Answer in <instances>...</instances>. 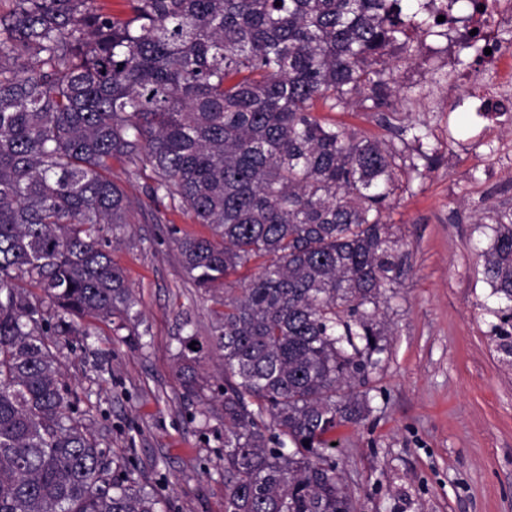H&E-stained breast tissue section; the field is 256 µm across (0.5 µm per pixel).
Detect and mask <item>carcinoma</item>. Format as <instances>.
Listing matches in <instances>:
<instances>
[{
  "label": "carcinoma",
  "mask_w": 512,
  "mask_h": 512,
  "mask_svg": "<svg viewBox=\"0 0 512 512\" xmlns=\"http://www.w3.org/2000/svg\"><path fill=\"white\" fill-rule=\"evenodd\" d=\"M402 2L14 0L0 15V512H158L131 476L108 477L56 355L76 321L135 306L108 250L131 207L118 157L209 229L176 244L196 288L224 289V512H354L331 435L365 418L353 381L385 349L404 157L316 107L390 104L383 51L413 45ZM502 40L475 34L456 65ZM487 219L512 364V211ZM180 344L200 399L203 343Z\"/></svg>",
  "instance_id": "cac0c4a2"
}]
</instances>
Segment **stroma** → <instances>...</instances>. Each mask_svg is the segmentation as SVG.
<instances>
[{
  "instance_id": "obj_1",
  "label": "stroma",
  "mask_w": 512,
  "mask_h": 512,
  "mask_svg": "<svg viewBox=\"0 0 512 512\" xmlns=\"http://www.w3.org/2000/svg\"><path fill=\"white\" fill-rule=\"evenodd\" d=\"M421 42L411 54L387 49L389 107L319 111L391 143L406 164L386 212L401 227L406 272L384 306L386 349L356 383L369 412L337 428L332 454L356 512H512V368L493 339L501 302L482 274L491 232L478 225L487 209L512 208V115L467 102L447 111V60L428 66L432 39ZM112 178L132 200L112 258L137 315L80 322L59 355L65 381L111 474L132 471L158 512H224V363L203 359V404L178 377L179 337L210 336L222 298L195 287L174 243L203 228L150 200L125 160H113Z\"/></svg>"
}]
</instances>
